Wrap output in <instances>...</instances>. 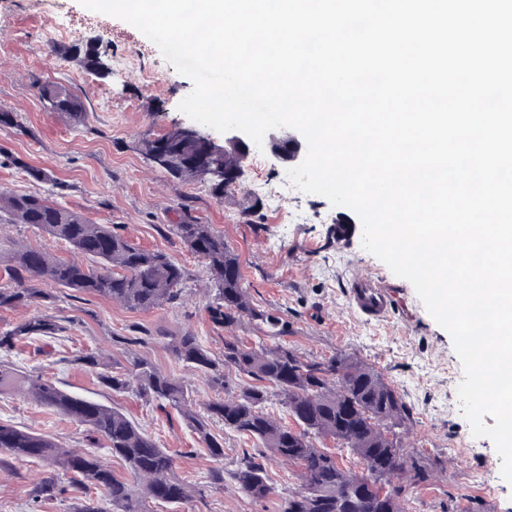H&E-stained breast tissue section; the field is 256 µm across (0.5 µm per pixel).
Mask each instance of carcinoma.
I'll return each mask as SVG.
<instances>
[{
    "label": "carcinoma",
    "mask_w": 512,
    "mask_h": 512,
    "mask_svg": "<svg viewBox=\"0 0 512 512\" xmlns=\"http://www.w3.org/2000/svg\"><path fill=\"white\" fill-rule=\"evenodd\" d=\"M30 224L76 254L65 258L43 247L25 245L13 252L0 283V308L27 306L49 296L33 282L90 293L133 312H147L179 299L185 270L162 250H146L129 242L107 224H93L80 213L62 207L46 196L0 195V222ZM170 230L190 251L202 243V261L210 273L212 300L206 306L211 323L228 332L224 354L214 357L191 333L171 337L168 346L175 358L206 376L216 389L214 399L201 411L190 408L187 386L146 358L130 366L88 352L81 366L97 382L115 393L133 392L162 407L176 410L196 435L211 461L215 483L224 482V439L211 432L219 420L224 428L257 440L274 455L300 469L302 490L288 497L284 512H403L401 488L387 501L369 499L353 511L336 502V486L351 475L336 462V454L313 443L316 437L331 438L359 457L363 466L383 484L391 483L394 443L376 434L375 426L386 422L402 425L408 412L401 396L374 368L347 356L327 362L306 361L288 344L278 342L248 346L233 335L241 314L247 313L267 337L288 335V321L251 305L242 287L240 257L224 242V233L210 224H172ZM91 259L86 265L83 259ZM66 327L52 315L36 314L0 334V353L8 355L17 343L39 337H55ZM245 377L239 393L224 398V368ZM25 392L40 405L87 428L106 443L112 457L120 460L135 477L129 483L101 457L61 447L52 438L0 424V465L7 458L48 461L70 474V483L94 486L105 493L113 512H146L151 503H181L190 497L188 484L174 475L175 459L150 434L134 424L116 407L70 392L54 379L30 374L0 360V392ZM281 398L296 427L266 411L269 398ZM239 488L253 499H265L272 488L262 465L243 459L233 473ZM52 477L34 484L29 499L37 512L43 498L56 493Z\"/></svg>",
    "instance_id": "cac0c4a2"
}]
</instances>
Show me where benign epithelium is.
I'll use <instances>...</instances> for the list:
<instances>
[{
  "instance_id": "7a95c632",
  "label": "benign epithelium",
  "mask_w": 512,
  "mask_h": 512,
  "mask_svg": "<svg viewBox=\"0 0 512 512\" xmlns=\"http://www.w3.org/2000/svg\"><path fill=\"white\" fill-rule=\"evenodd\" d=\"M143 152L158 165L182 175L190 173L205 181H219L224 188L239 186L248 145L239 137L219 143L196 127L172 123L165 132L142 141ZM275 152L286 161L298 157L301 144L290 136L273 142ZM354 484L365 493L383 495L386 486L372 476L360 477Z\"/></svg>"
}]
</instances>
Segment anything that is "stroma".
<instances>
[{
    "instance_id": "1",
    "label": "stroma",
    "mask_w": 512,
    "mask_h": 512,
    "mask_svg": "<svg viewBox=\"0 0 512 512\" xmlns=\"http://www.w3.org/2000/svg\"><path fill=\"white\" fill-rule=\"evenodd\" d=\"M69 22L68 36L44 41L56 20ZM111 67L99 76L82 61L86 48ZM126 68H119L122 59ZM54 82L77 95L85 110L75 123L49 111L41 89ZM157 45L129 23L83 7L79 0H0V193L52 194L54 201L107 224L144 249H160L182 264L181 297L148 312H131L90 294L54 290L52 298L0 309V333L47 312L67 320L66 340L39 338L18 344L8 360L20 370L44 372L68 389L120 407L175 457V474L193 486L187 502L153 505V512H283L301 490L298 469L256 441L213 424L224 437L223 485L210 482L212 461L175 411H162L135 394L122 396L99 385L76 360L104 348L116 357L143 356L182 379L197 406L215 395L206 377L169 351V337L191 332L213 355L224 351L223 330L209 321V273L175 234L172 224H210L239 254L243 288L252 305L288 321L290 347L308 361L345 354L372 366L400 394L410 416L399 429L403 450L424 464L427 483L406 486L404 512H512V485L501 476L492 442L474 437L457 396L463 367L450 334L427 312L409 281L362 246L357 214L306 194L287 177V164L270 148L250 147L260 167L245 165L240 184L224 195L207 185L171 177L141 150L174 122H186L179 102L192 90ZM42 178L29 176V169ZM45 246L70 257L64 242L27 224H0V269L16 243ZM388 282L404 294L406 307L387 320L356 313L347 288L353 273ZM0 423L49 436L62 447L108 457L104 443L85 428L40 406L28 395L0 394ZM263 465L271 495L255 500L231 477L242 459ZM485 475L487 484L473 479ZM67 482L64 471L44 462L14 460L0 467V512H31L29 488L41 478Z\"/></svg>"
}]
</instances>
